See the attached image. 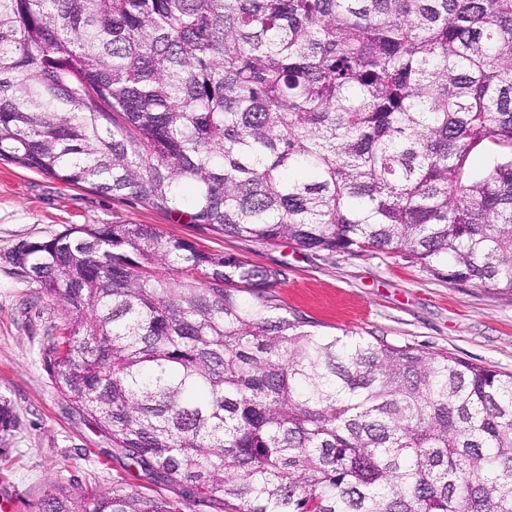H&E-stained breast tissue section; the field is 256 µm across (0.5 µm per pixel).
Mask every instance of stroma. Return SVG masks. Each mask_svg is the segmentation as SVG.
Masks as SVG:
<instances>
[{
  "label": "stroma",
  "mask_w": 512,
  "mask_h": 512,
  "mask_svg": "<svg viewBox=\"0 0 512 512\" xmlns=\"http://www.w3.org/2000/svg\"><path fill=\"white\" fill-rule=\"evenodd\" d=\"M73 224H151L166 237L282 265L278 297L323 335L353 332L425 353H448L512 373V293L434 276L401 254L315 253L294 242L228 237L205 224L179 223L130 197L58 182L0 160V397L20 421L0 439V504L38 512L51 488L78 483L97 491L123 483L148 495L176 497L111 442L51 384L42 352L65 321L61 302L22 277L16 245L47 240Z\"/></svg>",
  "instance_id": "obj_1"
}]
</instances>
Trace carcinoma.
I'll return each mask as SVG.
<instances>
[{
  "label": "carcinoma",
  "mask_w": 512,
  "mask_h": 512,
  "mask_svg": "<svg viewBox=\"0 0 512 512\" xmlns=\"http://www.w3.org/2000/svg\"><path fill=\"white\" fill-rule=\"evenodd\" d=\"M0 160L512 292V0H0ZM11 260L66 308L57 391L181 490L76 483L40 512H512V374L319 335L283 312V266L150 224Z\"/></svg>",
  "instance_id": "carcinoma-1"
}]
</instances>
